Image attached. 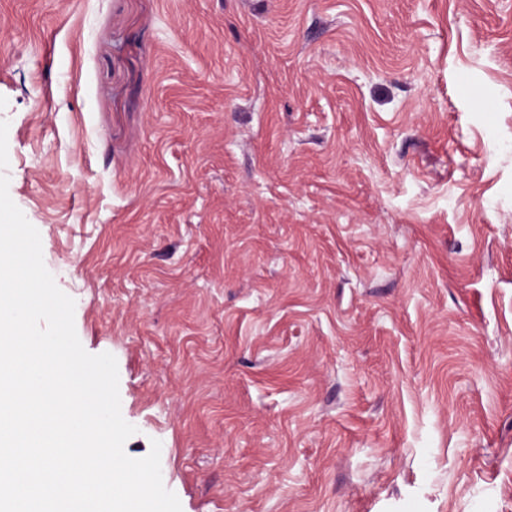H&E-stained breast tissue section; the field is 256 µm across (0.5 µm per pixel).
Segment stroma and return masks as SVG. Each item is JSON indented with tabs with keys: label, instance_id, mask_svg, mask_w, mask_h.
I'll return each mask as SVG.
<instances>
[{
	"label": "stroma",
	"instance_id": "stroma-1",
	"mask_svg": "<svg viewBox=\"0 0 512 512\" xmlns=\"http://www.w3.org/2000/svg\"><path fill=\"white\" fill-rule=\"evenodd\" d=\"M0 119L182 512H512V0H0Z\"/></svg>",
	"mask_w": 512,
	"mask_h": 512
}]
</instances>
